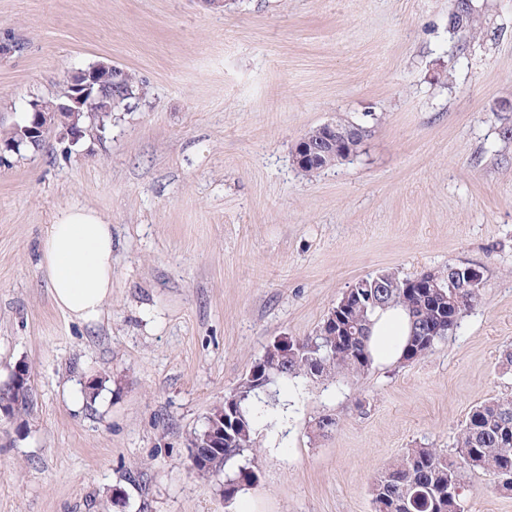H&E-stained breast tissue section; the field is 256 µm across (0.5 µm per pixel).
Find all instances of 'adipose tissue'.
I'll list each match as a JSON object with an SVG mask.
<instances>
[{
  "label": "adipose tissue",
  "mask_w": 512,
  "mask_h": 512,
  "mask_svg": "<svg viewBox=\"0 0 512 512\" xmlns=\"http://www.w3.org/2000/svg\"><path fill=\"white\" fill-rule=\"evenodd\" d=\"M40 264L52 298L64 314L99 321L112 298V226L96 210L65 208L41 238ZM410 334L406 310L392 306L372 318L369 351L374 363L400 360Z\"/></svg>",
  "instance_id": "ef3b65f1"
}]
</instances>
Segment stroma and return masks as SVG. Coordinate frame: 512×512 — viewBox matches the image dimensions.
Here are the masks:
<instances>
[{
	"instance_id": "1",
	"label": "stroma",
	"mask_w": 512,
	"mask_h": 512,
	"mask_svg": "<svg viewBox=\"0 0 512 512\" xmlns=\"http://www.w3.org/2000/svg\"><path fill=\"white\" fill-rule=\"evenodd\" d=\"M471 4L456 30L452 0H0V123L93 62L145 88L105 138L51 130L0 167V384L23 361L34 390L0 421V512H375L381 470L452 456L473 406L512 398V0ZM336 120L371 134L303 172L296 145ZM72 205L112 226L96 323L40 266ZM452 263L480 298L425 355L269 386L233 500L192 470L190 434L274 341L317 335L362 278ZM460 483L464 512H512L489 472Z\"/></svg>"
}]
</instances>
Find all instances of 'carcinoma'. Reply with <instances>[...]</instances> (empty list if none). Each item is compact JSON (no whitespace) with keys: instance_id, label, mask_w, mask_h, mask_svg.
Masks as SVG:
<instances>
[{"instance_id":"1","label":"carcinoma","mask_w":512,"mask_h":512,"mask_svg":"<svg viewBox=\"0 0 512 512\" xmlns=\"http://www.w3.org/2000/svg\"><path fill=\"white\" fill-rule=\"evenodd\" d=\"M124 103L96 99L87 101L79 123L87 130L110 124L112 113ZM304 139L318 146L321 152L308 160L310 173L329 166L338 159L327 151L322 127L310 129ZM450 273H429L435 280L431 288H419L411 279H399L381 273L356 282L355 293L367 294L365 302L354 303L336 313V330L320 329L318 335L299 343L302 352L276 361L269 370L270 379H286L300 373L321 375L324 369L315 366L314 355L324 357L328 368L362 372L371 366L368 349L370 315L389 305H401L411 318V334L402 360L412 362L423 356L435 343L457 327L463 315L479 297V289L462 288L453 279L458 264H448ZM257 390L246 376L230 397L239 399L240 427L224 449L205 456L200 474H224V499L233 500L242 485L256 479L254 467L239 464V458L252 450L254 421L251 408ZM33 388L29 380L7 383L0 387V408L20 419L33 405ZM465 468L482 469L494 474L501 486L512 491V399L498 398L476 405L461 430L454 458L434 448H410L392 468L382 472L373 484L375 512H464L461 496L454 493L460 486L459 472Z\"/></svg>"}]
</instances>
